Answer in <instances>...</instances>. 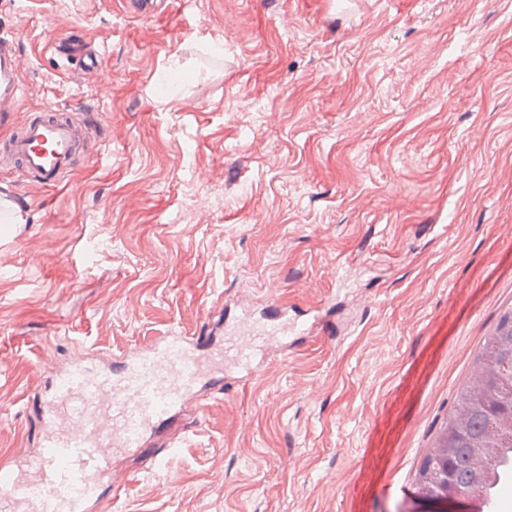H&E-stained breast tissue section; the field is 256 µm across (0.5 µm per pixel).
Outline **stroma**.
Here are the masks:
<instances>
[{
  "label": "stroma",
  "mask_w": 512,
  "mask_h": 512,
  "mask_svg": "<svg viewBox=\"0 0 512 512\" xmlns=\"http://www.w3.org/2000/svg\"><path fill=\"white\" fill-rule=\"evenodd\" d=\"M73 30L101 71L54 53ZM1 38L28 67L0 143L78 106L95 151L53 187L0 169V460L38 446L43 354L272 299L310 334L118 456L92 512H406L512 304V0H0ZM122 3L134 18L148 20L161 11L165 2L163 0H124Z\"/></svg>",
  "instance_id": "35a3bbf8"
}]
</instances>
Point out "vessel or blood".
I'll return each mask as SVG.
<instances>
[{
  "label": "vessel or blood",
  "mask_w": 512,
  "mask_h": 512,
  "mask_svg": "<svg viewBox=\"0 0 512 512\" xmlns=\"http://www.w3.org/2000/svg\"><path fill=\"white\" fill-rule=\"evenodd\" d=\"M135 18L154 17L164 0H123ZM66 59L98 68L100 55L69 35L54 43ZM22 59L0 46V112L23 101ZM91 123L71 110H48L28 118L0 145V157L15 162L22 174L41 184H59L72 170ZM223 339L170 333L151 344L114 356L111 366L95 370L77 355L52 367L54 389L40 410L41 443L36 460L19 457L0 466V504L7 512H92L104 483L112 478L114 454L141 448L149 433L178 408L202 401L215 375L249 379L256 356L268 342L283 341L288 323L243 315L224 323Z\"/></svg>",
  "instance_id": "vessel-or-blood-1"
}]
</instances>
